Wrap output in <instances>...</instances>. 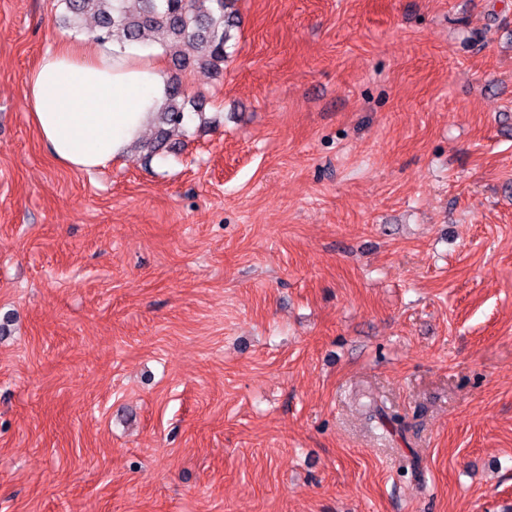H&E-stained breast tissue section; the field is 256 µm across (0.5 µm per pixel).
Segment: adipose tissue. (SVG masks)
Masks as SVG:
<instances>
[{"label": "adipose tissue", "mask_w": 512, "mask_h": 512, "mask_svg": "<svg viewBox=\"0 0 512 512\" xmlns=\"http://www.w3.org/2000/svg\"><path fill=\"white\" fill-rule=\"evenodd\" d=\"M165 91L157 51L85 35L46 51L25 83L32 124L52 156L79 172L125 154L162 107Z\"/></svg>", "instance_id": "adipose-tissue-1"}]
</instances>
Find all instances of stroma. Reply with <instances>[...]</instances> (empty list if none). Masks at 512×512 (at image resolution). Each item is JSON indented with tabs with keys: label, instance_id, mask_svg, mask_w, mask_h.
<instances>
[{
	"label": "stroma",
	"instance_id": "obj_1",
	"mask_svg": "<svg viewBox=\"0 0 512 512\" xmlns=\"http://www.w3.org/2000/svg\"><path fill=\"white\" fill-rule=\"evenodd\" d=\"M235 7L182 150L76 172L0 0V512H512V0Z\"/></svg>",
	"mask_w": 512,
	"mask_h": 512
}]
</instances>
